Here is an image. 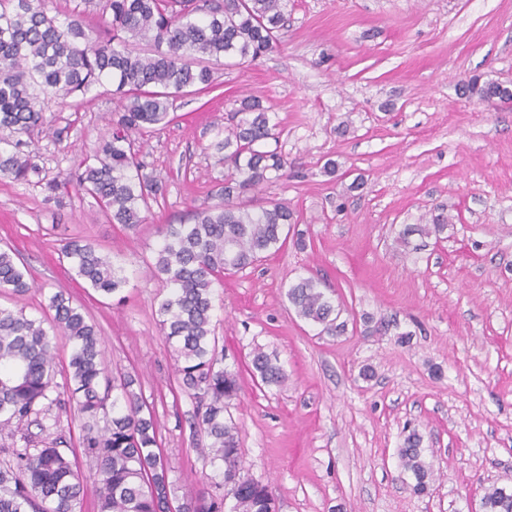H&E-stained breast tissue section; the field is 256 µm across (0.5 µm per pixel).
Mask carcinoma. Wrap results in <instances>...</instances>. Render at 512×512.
Listing matches in <instances>:
<instances>
[{
	"mask_svg": "<svg viewBox=\"0 0 512 512\" xmlns=\"http://www.w3.org/2000/svg\"><path fill=\"white\" fill-rule=\"evenodd\" d=\"M96 6L103 26L86 25L75 6L65 21L49 15L39 0H0V177L29 182L40 168L24 137L44 127L41 102L82 95L108 80L121 96L94 154L74 169L45 181L47 196L71 189L91 195L110 224L133 229L164 186L139 160L132 135L170 122L174 101L192 88L209 89L214 66L241 64L271 52L288 20V0H81ZM467 96L481 101L512 100V90L473 77ZM237 121L224 128V185L220 203L195 211L191 224H164L151 272L167 287L158 302L160 326L172 349L181 389L196 404L195 425L207 439L201 452L214 467L209 486L186 499L179 512H275L269 486L242 464L239 428L225 416L238 396L237 372L224 366L212 324L215 285L281 250L285 226L296 223L283 202L255 210L248 194L281 176L287 162L262 146L276 125L258 99L246 96ZM448 216L403 231L409 236L442 233ZM70 270L103 297L121 292L125 268L75 237L61 250ZM33 288L10 247L0 248V293L23 297ZM302 319L335 336L345 331L340 310L317 281L301 278L287 290ZM48 318L0 307V435L20 434L22 445L3 448L0 512H77L83 476L66 450L61 417L77 412L80 445L95 467L97 512H171L175 487L158 452V421L143 398L138 378L116 376L100 346L99 330L64 289L48 299ZM69 344L65 385L55 381L58 337ZM252 374L261 384L280 386L287 376L277 356L258 348ZM57 412H52V409ZM421 437L399 449L414 491L432 480L422 458ZM484 512H512V493L492 488Z\"/></svg>",
	"mask_w": 512,
	"mask_h": 512,
	"instance_id": "carcinoma-1",
	"label": "carcinoma"
}]
</instances>
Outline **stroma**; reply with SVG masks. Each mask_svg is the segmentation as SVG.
Listing matches in <instances>:
<instances>
[{"instance_id": "obj_1", "label": "stroma", "mask_w": 512, "mask_h": 512, "mask_svg": "<svg viewBox=\"0 0 512 512\" xmlns=\"http://www.w3.org/2000/svg\"><path fill=\"white\" fill-rule=\"evenodd\" d=\"M474 76L512 88V0H289L277 49L219 67L210 91L177 98L171 122L135 136L164 186L136 229L107 223L85 192L54 201L38 183L0 178V246L37 284L0 305L42 317L65 289L98 324L113 371L138 376L178 497L200 492L213 468L148 266L158 225L216 204L224 165L212 145L240 99L256 97L277 125L265 148L288 174L253 204L287 203L298 222L279 252L215 288L224 363L240 378L229 413L245 468L277 512H483L486 489L512 491V108L462 96ZM118 105L108 84L48 100L50 134L28 138L42 177L92 153ZM330 159L339 173H325ZM441 212L443 233L400 243L406 225ZM73 237L123 264L120 298L60 261ZM307 277L334 294L343 334L297 316L286 291ZM380 319L389 330L375 331ZM258 347L278 356L283 386L254 381ZM413 433L434 471L421 495L399 459Z\"/></svg>"}]
</instances>
